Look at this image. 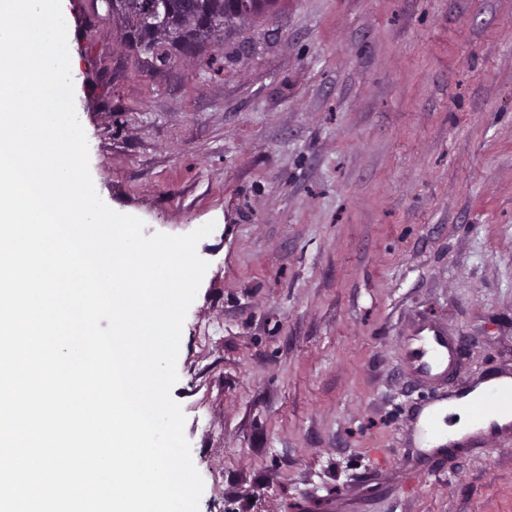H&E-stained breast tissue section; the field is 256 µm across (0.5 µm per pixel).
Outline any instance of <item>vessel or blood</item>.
I'll return each instance as SVG.
<instances>
[{"instance_id":"b4317fda","label":"vessel or blood","mask_w":512,"mask_h":512,"mask_svg":"<svg viewBox=\"0 0 512 512\" xmlns=\"http://www.w3.org/2000/svg\"><path fill=\"white\" fill-rule=\"evenodd\" d=\"M410 371L432 383L448 376L454 369L457 349L444 329L436 324L422 322L410 328L399 339ZM426 416L416 429L423 449L419 473L429 472L436 460L446 455L450 445L445 443L439 424L443 412L454 410L468 420L469 433L457 439V446L471 449L485 447L490 439L512 435V374L486 375L476 378L465 389L442 397H427ZM500 418L501 426L487 429L492 418Z\"/></svg>"}]
</instances>
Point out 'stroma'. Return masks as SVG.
Returning <instances> with one entry per match:
<instances>
[{"label":"stroma","mask_w":512,"mask_h":512,"mask_svg":"<svg viewBox=\"0 0 512 512\" xmlns=\"http://www.w3.org/2000/svg\"><path fill=\"white\" fill-rule=\"evenodd\" d=\"M102 200L209 267L171 395L200 512H512V440L418 478L416 317L512 372V0H280L147 72L61 0Z\"/></svg>","instance_id":"obj_1"}]
</instances>
